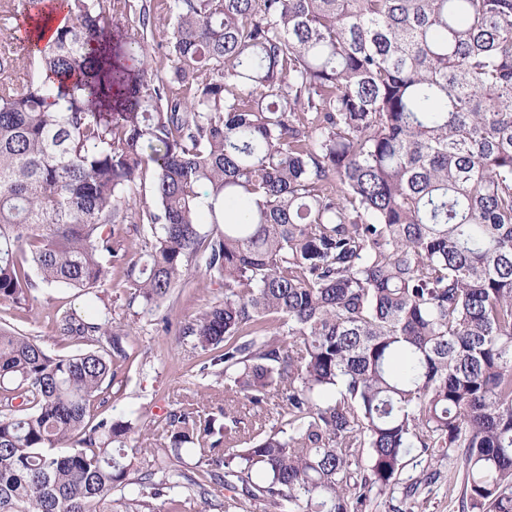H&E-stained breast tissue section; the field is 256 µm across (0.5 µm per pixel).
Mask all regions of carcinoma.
Segmentation results:
<instances>
[{"label": "carcinoma", "instance_id": "obj_1", "mask_svg": "<svg viewBox=\"0 0 512 512\" xmlns=\"http://www.w3.org/2000/svg\"><path fill=\"white\" fill-rule=\"evenodd\" d=\"M50 3L29 0L37 79L0 54V300L117 266L151 311L204 254L224 299L179 335L224 377V422L191 401L141 448L139 417L95 420L129 338L106 307L61 313L97 343L66 357L1 327L0 512H401L426 457L459 461L462 512H512V0H161L168 78L149 7L134 70L112 53L129 0ZM123 211L155 239L142 264ZM185 444L223 476L182 482Z\"/></svg>", "mask_w": 512, "mask_h": 512}]
</instances>
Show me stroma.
Returning a JSON list of instances; mask_svg holds the SVG:
<instances>
[{
  "label": "stroma",
  "instance_id": "stroma-1",
  "mask_svg": "<svg viewBox=\"0 0 512 512\" xmlns=\"http://www.w3.org/2000/svg\"><path fill=\"white\" fill-rule=\"evenodd\" d=\"M98 292L111 310L113 331H134L128 356L107 392L103 416L134 412L149 422L165 417L177 401L186 398L198 400L209 413L223 407V380L201 371L197 354L175 330L177 323L191 321L224 297L223 289L211 284L204 257L192 262L183 280L152 312L143 311L139 303L131 301L129 289L116 280H107ZM88 302V297L77 290L43 285L33 291L26 305L18 307L0 300V327L37 340L52 354L69 355L80 351L81 346L56 335L55 318L69 308L85 309ZM429 469L435 479L420 486L415 512H461L455 464L436 459Z\"/></svg>",
  "mask_w": 512,
  "mask_h": 512
}]
</instances>
